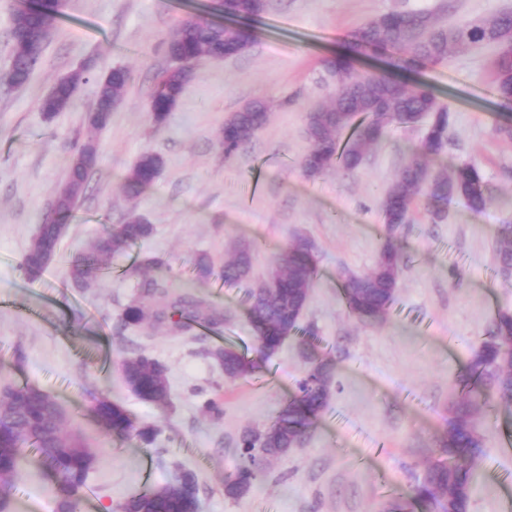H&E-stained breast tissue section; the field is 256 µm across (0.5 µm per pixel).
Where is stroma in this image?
<instances>
[{"mask_svg":"<svg viewBox=\"0 0 512 512\" xmlns=\"http://www.w3.org/2000/svg\"><path fill=\"white\" fill-rule=\"evenodd\" d=\"M203 0H67L28 85L9 87L11 17L22 0H0V379L53 394L67 411V430L95 450L80 512L113 506L180 470L195 472L199 512H385L408 498L439 449L449 409L478 336L500 312H512V271L498 263L499 227L512 222V140L494 128L506 111L493 85L498 45L457 51L420 77L451 111L446 160L476 163L490 197L480 213L449 203L431 221L417 207L402 242L408 260L389 314L381 323L352 319L341 299L344 277L367 274L386 240L381 203L404 150L423 135L391 127L354 171L335 168L311 178L301 161L310 143L306 113L333 92L322 62L343 51L357 26L392 11L426 10L456 26L503 11L512 0H271L254 23L246 52L205 58L166 122L155 125L149 95L170 65L168 42ZM95 80L81 86L72 110L45 120L37 101L84 61ZM128 67L132 81L98 132L100 163L67 225L55 260L35 280L21 263L41 216L66 177L72 139L95 105L98 76ZM260 99L268 121L232 159L217 147L227 116ZM163 167L137 198L121 178L141 154ZM136 214L152 234L112 257L98 285L71 288L68 267L104 231ZM310 238L319 273L301 323L316 331L312 346L335 363L333 393L301 447L274 460L262 482L238 498L224 477L245 429L265 426L294 392L306 360L301 335L284 341L252 377L226 379L212 354L233 347L255 356L243 288L218 270L233 247L253 252L262 276L298 237ZM167 260L170 293L191 291L224 313L208 329L115 323L138 294L135 267ZM208 257L217 270L196 277ZM142 350L168 369L170 404L158 409L125 384L122 362ZM220 396L224 414L202 416L203 400ZM119 404L134 428L153 427V444L102 429L98 398ZM482 437L469 512H512V407L478 420ZM54 478L26 450L11 490V512H54Z\"/></svg>","mask_w":512,"mask_h":512,"instance_id":"stroma-1","label":"stroma"}]
</instances>
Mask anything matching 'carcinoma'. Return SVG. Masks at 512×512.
<instances>
[{
  "mask_svg": "<svg viewBox=\"0 0 512 512\" xmlns=\"http://www.w3.org/2000/svg\"><path fill=\"white\" fill-rule=\"evenodd\" d=\"M270 0H228L226 10L232 24H217L199 17L180 25L169 42L174 65L155 83L148 111L157 123L183 96L187 74L179 62L209 57L235 56L253 42L251 23L268 10ZM66 0H33L12 16L10 63L7 82L26 85L34 68L33 59L44 51L49 29L64 14ZM496 44L501 53L494 69V89L501 100L512 101V13L468 22L456 27L438 24L426 11L391 12L352 30L346 51L323 61L336 91L309 111L307 136L311 150L302 160L307 176L317 177L338 167L357 169L369 152L395 125L410 126L424 117L434 124L432 133L408 148L405 160L388 188L382 203V219L388 241L374 268L366 275L344 280L343 299L348 314L360 321L383 320L389 311L404 266L406 252L401 230L422 202L431 220L442 219L441 205L457 199L474 212L486 208L481 170L474 164L448 168L443 163L447 145L450 111L432 87L418 78L419 72L448 60L454 50H474ZM95 78L90 69H74L58 79L37 106L48 120L76 106L81 86ZM97 79V78H95ZM132 72L115 67L97 79L93 130L106 128L112 112L131 82ZM269 107L251 101L232 113L218 134L224 157H233L266 123ZM97 143L86 138L73 143L67 161L66 178L53 200L54 223L41 224L26 253L22 269L37 277L56 256L65 224L83 195L89 175L97 168ZM163 165L161 157L143 154L123 177L126 196L135 198L150 188ZM152 232V226L131 216L126 223L96 239L90 252L70 263L73 287L84 289L97 281L103 260L124 252ZM504 240L498 251L503 269L512 268V224L502 225ZM281 274L273 287L251 280L253 257L246 246L239 247L224 261L221 276L228 282H247L245 305L255 331L259 359L231 347L218 349L214 356L229 380L246 379L280 348L285 338L300 330V317L309 302L318 273L317 251L307 238L289 245L279 260ZM139 297L117 317L121 329L143 324H162L179 316L181 325L205 327L224 323V313L209 307L189 293L171 297L164 282L155 277L140 281ZM128 387L145 401L164 408L170 400L167 368L156 358L140 351L123 360ZM464 394L451 409L447 432L437 456L413 488V500L429 512H468L476 479L475 449L482 446L475 429V416L490 406V393L512 403V313L499 314L487 336L476 341L461 379ZM332 367L326 358L309 359L296 393L261 430L248 429L238 439L236 464L224 479V495L237 498L247 493L265 475L274 459L299 447L307 431L331 398ZM95 414L105 429L118 437L131 433L132 425L122 408L104 398ZM65 412L48 392L7 382L0 386V504L9 503L23 451L33 447L45 471L56 479V512H78L89 474L84 455L85 442L64 432ZM199 484L191 470L182 479L147 487L116 506V512H198Z\"/></svg>",
  "mask_w": 512,
  "mask_h": 512,
  "instance_id": "1",
  "label": "carcinoma"
}]
</instances>
